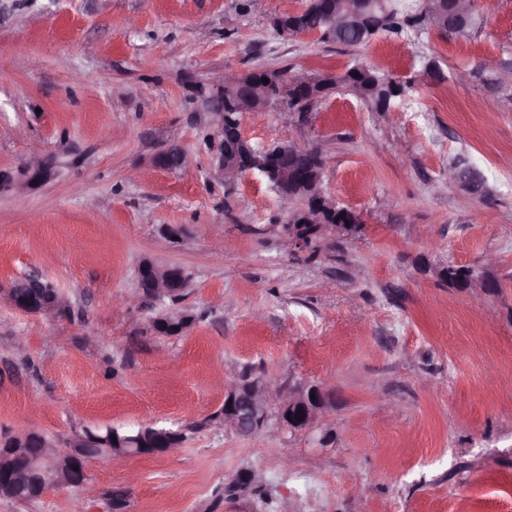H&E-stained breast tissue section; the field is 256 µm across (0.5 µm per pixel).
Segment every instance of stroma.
Here are the masks:
<instances>
[{"mask_svg":"<svg viewBox=\"0 0 512 512\" xmlns=\"http://www.w3.org/2000/svg\"><path fill=\"white\" fill-rule=\"evenodd\" d=\"M305 0H0V284L36 272L61 313L0 305V440L37 430L184 429L174 455L90 462L95 488L0 496V512H507L512 507V0L463 41L432 30L350 47L286 35ZM494 57L499 69L482 68ZM362 63L410 83L374 112L345 91L244 118L251 142L322 151L323 188L361 219L313 260L258 175L211 176L196 86L219 71L315 76ZM182 169L159 165L168 147ZM178 265L140 298L143 260ZM491 282L476 301L443 272ZM172 310L183 334L154 329ZM317 386L312 429L223 428L242 374ZM193 321V316L185 311H171L156 320L155 330L165 335H180L192 326Z\"/></svg>","mask_w":512,"mask_h":512,"instance_id":"35a3bbf8","label":"stroma"}]
</instances>
